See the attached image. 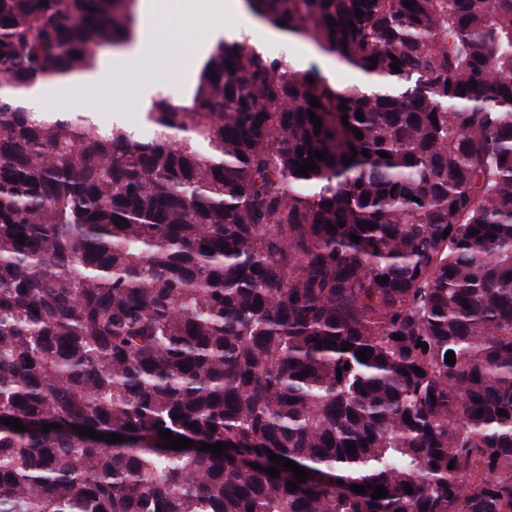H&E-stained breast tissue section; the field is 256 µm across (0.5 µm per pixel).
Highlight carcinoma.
<instances>
[{"mask_svg": "<svg viewBox=\"0 0 512 512\" xmlns=\"http://www.w3.org/2000/svg\"><path fill=\"white\" fill-rule=\"evenodd\" d=\"M411 2L244 0L364 81L224 40L142 136L34 104L136 0H0V512H512V0Z\"/></svg>", "mask_w": 512, "mask_h": 512, "instance_id": "1", "label": "carcinoma"}]
</instances>
